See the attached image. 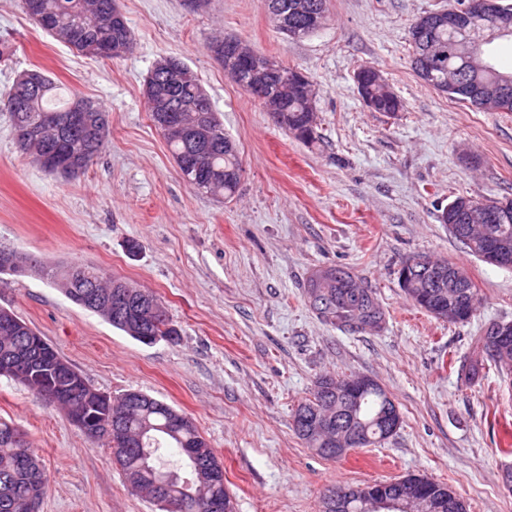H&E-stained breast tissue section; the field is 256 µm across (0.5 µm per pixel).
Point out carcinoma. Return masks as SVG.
Masks as SVG:
<instances>
[{
	"label": "carcinoma",
	"instance_id": "1",
	"mask_svg": "<svg viewBox=\"0 0 512 512\" xmlns=\"http://www.w3.org/2000/svg\"><path fill=\"white\" fill-rule=\"evenodd\" d=\"M45 12V19L56 28L69 26L76 29L80 39L70 41L67 47L78 52L87 53L88 44L99 36L109 40H128L136 42L135 34L125 16L112 22V28L104 31L91 23V18L99 12L117 10L115 0H36ZM270 19L276 29L283 35L300 25L304 12L312 7L326 9V0H266ZM465 32L446 26L434 27L417 34L408 31V42L412 49L411 65L417 76L433 89L457 98L463 103H471L467 94L457 88L448 86V72L461 74V83L466 87L477 89L480 84L464 73L463 60L448 52V44L463 38ZM241 42L232 39V45L224 46V40L212 41L208 45L210 52L222 55L224 67H239L237 51ZM174 68L163 73H150L144 83V93L148 101L160 96L172 99L174 107L171 112L157 117L155 107H149L154 126L163 131V118H174L175 127L164 131V137L172 152L177 166L191 162L194 167L192 186L213 197L228 199L238 192L241 183L242 164L234 142L224 134V125L216 114L209 111L211 102L201 97L203 90L199 76L179 59H173ZM274 75L265 91L262 106L265 109L279 111L280 126L294 134L305 143L315 141L314 105L311 84H302L294 79L290 66L275 60L271 61ZM366 94L377 104L378 112H401L404 110L402 100L393 95L389 89L374 79L367 80ZM73 98L61 99L59 87L46 74L42 75L40 84L25 87L14 84L11 90L0 99V112L9 116L14 130L29 129L31 136L17 140L21 151L36 157L43 143L54 137L62 150L76 156L89 165L101 151L109 135V128H104L97 145L90 147L85 131L81 127L60 126L56 129L43 128V123L52 118H63L69 113ZM200 111L208 119L211 139L215 147L209 151L191 153V138L181 133L193 112ZM28 270L45 276L55 287L74 304L83 306L81 294L91 287L100 293L109 291V287L118 279L105 273L92 264L76 262L58 269L44 267L37 263L28 264ZM309 297L312 306L325 320L339 326L362 323L377 326L384 321L385 312L378 300L366 288H361L354 275L342 268H330L318 271L309 281ZM98 315L113 327L122 330L134 340L150 345L152 337L164 336L173 340L179 336L178 330L170 322L167 311L162 315H151L147 311L132 313L129 310L105 308ZM20 317L9 309L0 308V356L15 352L23 347L21 336L35 334L30 329L19 333L11 329ZM486 337L476 340V357L459 367L461 375L469 381L481 376L485 362L492 361L502 372L512 374V349L497 358L489 357L485 352ZM60 354L56 349L47 352L40 362L35 364L30 376L18 378L16 382L41 394V391L56 385H63L69 392L68 404L71 414L82 419L102 421L110 417L118 418L123 428V435L110 436L100 433L97 438L107 441L113 461L119 466L127 484L137 494L153 498L156 489L146 476L145 468L155 470L163 479L177 477L178 468H169L162 462V449L176 448L182 466L195 470L196 483L193 491L201 496L220 495L224 498V508L234 512L231 497L224 489L223 463L218 460L209 442L200 433L189 418L177 429V435L169 433L173 413L176 409L163 401L145 393H138L131 398L123 393L116 398H99L92 394L85 385V378L77 380L63 379L53 371V364ZM387 400V392L381 386L365 390L361 394V405L354 410L355 415L363 421L362 430L371 438L381 435V429L375 422ZM336 408V387L334 378L322 376L314 385L311 396L302 400L293 414V428L304 444L318 454L334 458L336 453L326 449L311 435L316 418L322 410ZM42 472L37 457L28 447L22 434L13 424L0 419V512H32L28 504V495L33 490L29 472ZM433 489L448 491L453 506L448 512H467L466 504L450 487L425 476L418 475Z\"/></svg>",
	"mask_w": 512,
	"mask_h": 512
}]
</instances>
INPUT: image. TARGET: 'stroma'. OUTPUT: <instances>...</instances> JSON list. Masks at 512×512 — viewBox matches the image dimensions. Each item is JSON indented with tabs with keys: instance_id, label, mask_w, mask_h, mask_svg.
Segmentation results:
<instances>
[{
	"instance_id": "stroma-1",
	"label": "stroma",
	"mask_w": 512,
	"mask_h": 512,
	"mask_svg": "<svg viewBox=\"0 0 512 512\" xmlns=\"http://www.w3.org/2000/svg\"><path fill=\"white\" fill-rule=\"evenodd\" d=\"M468 0H326L323 28L279 33L265 0H116L135 36L118 59L78 54L40 29L20 0H0V95L40 68L100 102L110 133L93 163L66 179L36 165L0 113V246L56 266L91 263L152 291L176 340L142 344L36 275L0 274L13 310L88 383L111 396L137 389L189 417L224 464L236 512H321L337 484L410 473L452 487L469 512H512V376L487 363L460 381L450 359L470 356L491 324L512 321V267L484 263L441 224L455 197L512 198V112L469 108L425 85L410 65L419 17ZM307 75L316 141L281 128L224 73L217 36ZM196 71L236 143L238 193L218 199L187 184L153 125L144 82L163 57ZM379 70L404 111H371L354 74ZM140 245L128 253V241ZM420 254L465 266L479 304L463 323L437 319L405 296L399 270ZM341 267L372 289L379 329L323 320L307 284ZM368 376L398 406L388 439L324 458L296 436L292 414L322 375ZM0 418L29 441L48 478L39 512H161L134 493L108 447L26 387L0 378Z\"/></svg>"
}]
</instances>
